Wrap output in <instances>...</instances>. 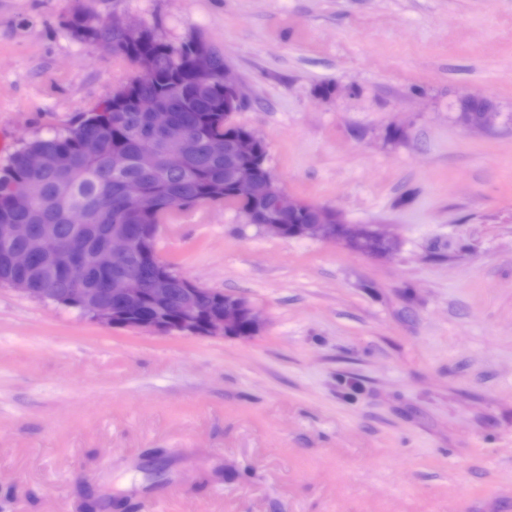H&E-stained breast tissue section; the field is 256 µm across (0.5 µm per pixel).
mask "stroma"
Listing matches in <instances>:
<instances>
[{
	"mask_svg": "<svg viewBox=\"0 0 512 512\" xmlns=\"http://www.w3.org/2000/svg\"><path fill=\"white\" fill-rule=\"evenodd\" d=\"M78 10L202 36L278 185L396 248L175 214L160 258L255 306L250 340L0 286V512H512V0H0V167L136 71ZM489 107V108H485ZM493 102L489 99L481 102H472L460 100L457 112V121L461 124V120L464 116L470 114L469 112H462L463 110H479L478 113L470 120L464 122V127L468 129H485L492 126L498 118V112L494 109Z\"/></svg>",
	"mask_w": 512,
	"mask_h": 512,
	"instance_id": "1",
	"label": "stroma"
}]
</instances>
